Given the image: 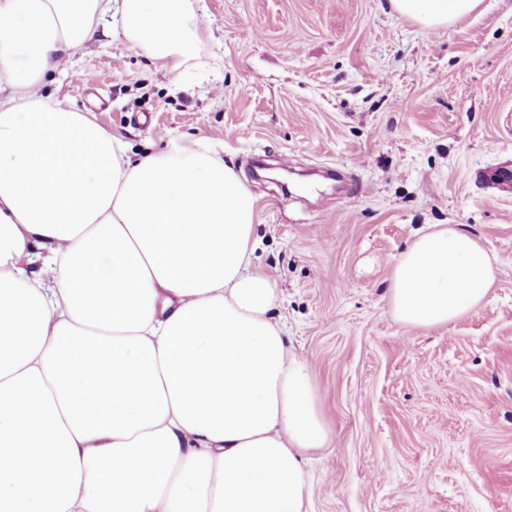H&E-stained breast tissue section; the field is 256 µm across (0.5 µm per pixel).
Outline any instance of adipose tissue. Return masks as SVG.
I'll use <instances>...</instances> for the list:
<instances>
[{
	"label": "adipose tissue",
	"mask_w": 512,
	"mask_h": 512,
	"mask_svg": "<svg viewBox=\"0 0 512 512\" xmlns=\"http://www.w3.org/2000/svg\"><path fill=\"white\" fill-rule=\"evenodd\" d=\"M198 0H0V512H309L327 426L254 268V198L193 141L131 160L38 88L98 34L181 72ZM480 0H391L424 29ZM496 284L461 225L393 265L392 316L461 319Z\"/></svg>",
	"instance_id": "adipose-tissue-1"
}]
</instances>
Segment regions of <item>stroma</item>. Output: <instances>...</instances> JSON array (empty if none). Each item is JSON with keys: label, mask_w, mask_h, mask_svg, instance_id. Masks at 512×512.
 Listing matches in <instances>:
<instances>
[{"label": "stroma", "mask_w": 512, "mask_h": 512, "mask_svg": "<svg viewBox=\"0 0 512 512\" xmlns=\"http://www.w3.org/2000/svg\"><path fill=\"white\" fill-rule=\"evenodd\" d=\"M185 74L111 34L50 74L131 157L186 139L255 199L256 267L312 368L327 447L312 512H512V0L436 31L390 0H200ZM92 75L97 90L84 89ZM460 224L493 258L490 299L411 329L396 258Z\"/></svg>", "instance_id": "stroma-1"}]
</instances>
